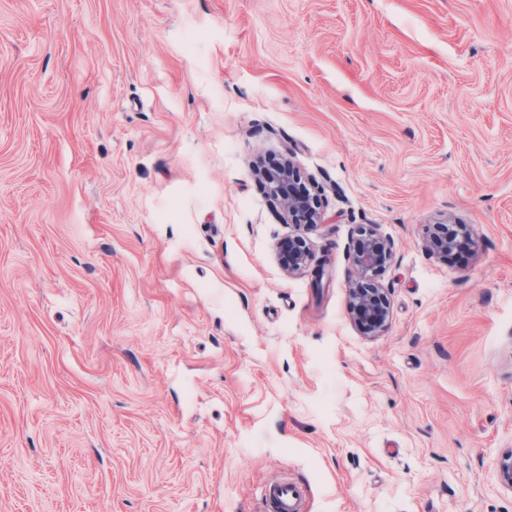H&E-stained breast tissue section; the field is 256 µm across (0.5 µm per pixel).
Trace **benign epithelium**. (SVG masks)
Instances as JSON below:
<instances>
[{
  "label": "benign epithelium",
  "instance_id": "7a95c632",
  "mask_svg": "<svg viewBox=\"0 0 512 512\" xmlns=\"http://www.w3.org/2000/svg\"><path fill=\"white\" fill-rule=\"evenodd\" d=\"M294 177V170L286 166L282 173L267 177L272 203L302 225L314 224L317 200L307 194L298 195L285 190L286 182ZM351 263L353 276L347 289L348 309L354 320L371 325L374 336L384 333L389 325L390 307L385 288L372 278L385 272L393 259L394 245L375 229L359 231L352 241ZM288 274L307 269L313 254L301 235L288 237Z\"/></svg>",
  "mask_w": 512,
  "mask_h": 512
}]
</instances>
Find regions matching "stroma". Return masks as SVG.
Returning a JSON list of instances; mask_svg holds the SVG:
<instances>
[{
    "label": "stroma",
    "instance_id": "1",
    "mask_svg": "<svg viewBox=\"0 0 512 512\" xmlns=\"http://www.w3.org/2000/svg\"><path fill=\"white\" fill-rule=\"evenodd\" d=\"M511 449L512 0H0V512H260L276 478L512 512ZM294 176V170L289 164L285 166L282 173L266 176L271 191L270 199L275 206L288 213L295 224L313 225L315 217H317V200L307 194L298 195L291 192L290 189H288V193L285 190L286 182L289 183ZM352 247L353 276L347 289L348 309L356 322L370 324L369 333L373 332L372 337H377L388 328L390 307L385 288L379 283L368 282L390 265L394 245L376 229H364L352 241ZM285 253L288 256V274L290 275L303 272L313 261V254L301 235L288 236V248Z\"/></svg>",
    "mask_w": 512,
    "mask_h": 512
}]
</instances>
